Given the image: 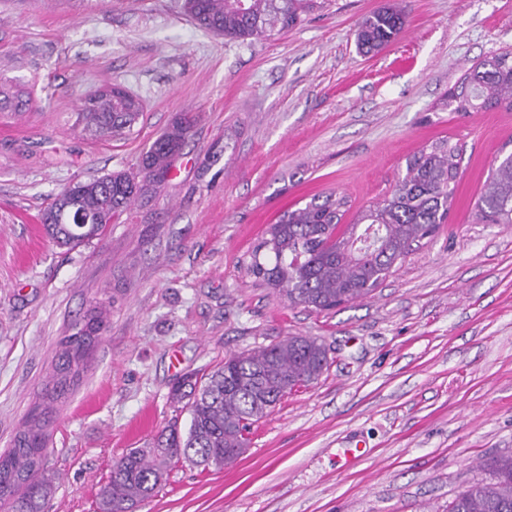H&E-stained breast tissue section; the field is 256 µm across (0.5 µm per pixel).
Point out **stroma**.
Segmentation results:
<instances>
[{
  "label": "stroma",
  "mask_w": 512,
  "mask_h": 512,
  "mask_svg": "<svg viewBox=\"0 0 512 512\" xmlns=\"http://www.w3.org/2000/svg\"><path fill=\"white\" fill-rule=\"evenodd\" d=\"M386 2L315 0L288 33L241 41L201 28L184 0H0V78L31 97L0 111V452L63 336L112 302L47 422L45 512H98L113 460L174 418L183 376L289 335L329 347L318 381L254 425L234 466L176 467L137 512H448L512 451V224L473 208L512 152V112L437 108L473 64L512 49V0H401V34L362 56L355 24ZM112 84L143 117L127 138L91 139L77 106ZM184 112L198 122L156 193L102 239L49 242L40 217L57 194L136 170ZM446 137L464 147L448 221L370 298L317 313L248 274L284 211L332 192L353 221Z\"/></svg>",
  "instance_id": "stroma-1"
}]
</instances>
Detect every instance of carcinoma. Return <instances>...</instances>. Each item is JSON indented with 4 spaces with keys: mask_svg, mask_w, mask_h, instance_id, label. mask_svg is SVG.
Instances as JSON below:
<instances>
[{
    "mask_svg": "<svg viewBox=\"0 0 512 512\" xmlns=\"http://www.w3.org/2000/svg\"><path fill=\"white\" fill-rule=\"evenodd\" d=\"M312 0H184L203 28L230 40L267 39L295 27ZM405 10L388 4L357 23L356 45L374 54L403 31ZM27 91L0 84V109L26 110ZM442 106L456 112L512 111V50L476 63ZM139 100L114 84L83 98L76 125L92 139L130 135L142 115ZM191 112L181 114L141 154L137 171L113 172L63 190L42 215L55 245L75 248L100 239L107 225L137 199L168 178L194 127ZM463 146L443 138L406 160L405 174L389 194L344 224L346 201L333 194L314 196L269 225L252 252L247 270L257 280L315 312L366 299L405 260L412 243L433 235L445 223L460 177ZM476 209L489 224H512V152L491 167ZM81 215L85 227L69 223ZM90 346L76 334L60 343L52 398L79 381ZM328 365L327 349L313 336H289L224 358L200 377L190 374L171 391L188 415L185 429L173 423L140 448H129L112 464L98 493L99 512H134L154 496L180 463L203 471L222 469L248 447L252 427L288 394L307 387ZM46 445L44 423L31 416L11 448L0 454V512H43L52 482L41 475ZM492 478L468 486L448 512H512V452L490 463Z\"/></svg>",
    "mask_w": 512,
    "mask_h": 512,
    "instance_id": "cac0c4a2",
    "label": "carcinoma"
}]
</instances>
